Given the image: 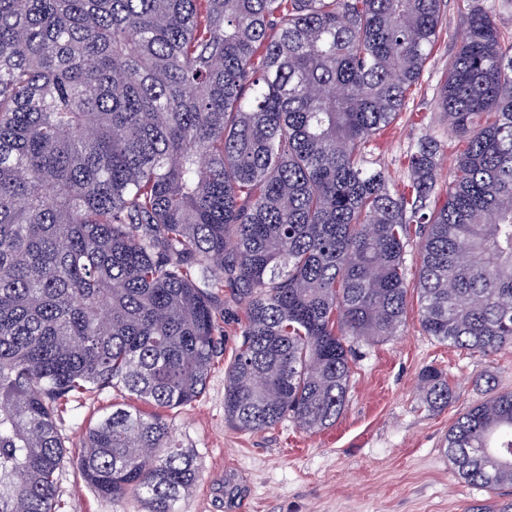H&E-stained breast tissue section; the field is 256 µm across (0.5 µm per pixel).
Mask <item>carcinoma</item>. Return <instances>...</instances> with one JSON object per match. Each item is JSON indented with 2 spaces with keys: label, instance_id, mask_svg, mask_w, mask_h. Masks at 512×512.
<instances>
[{
  "label": "carcinoma",
  "instance_id": "carcinoma-1",
  "mask_svg": "<svg viewBox=\"0 0 512 512\" xmlns=\"http://www.w3.org/2000/svg\"><path fill=\"white\" fill-rule=\"evenodd\" d=\"M445 0H0V512H56L55 413L117 388L175 409L224 354V416L305 432L346 407L352 340L512 346V41L472 7L434 109L465 141L430 208L440 145L400 191L366 146L405 106ZM422 261L407 282L410 225ZM428 406L453 390L421 376ZM465 482L512 486V393L459 414ZM80 468L114 501L177 512L199 466L160 413L89 427Z\"/></svg>",
  "mask_w": 512,
  "mask_h": 512
}]
</instances>
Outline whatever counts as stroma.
I'll return each mask as SVG.
<instances>
[{
	"instance_id": "35a3bbf8",
	"label": "stroma",
	"mask_w": 512,
	"mask_h": 512,
	"mask_svg": "<svg viewBox=\"0 0 512 512\" xmlns=\"http://www.w3.org/2000/svg\"><path fill=\"white\" fill-rule=\"evenodd\" d=\"M472 0H447V25L397 119L370 144L367 158L388 170L395 189L409 182L407 157L424 134L441 145L440 184H447L465 147L433 103L466 31ZM245 312L225 297L224 356L203 395L167 417L176 439L200 466L178 512H499L512 488L495 493L459 479L444 442L458 413L492 393L512 391V347L493 356L460 351L425 335L416 296H409L400 335L354 346L345 411L336 423L307 433L285 421L261 432L238 430L224 418V382L241 341ZM443 370L454 391L447 409L430 408L417 389L428 367ZM493 377L486 387L481 374ZM126 395L106 388L70 399L56 414L67 450L57 480L58 512H144L140 497L99 495L81 475L90 425Z\"/></svg>"
}]
</instances>
